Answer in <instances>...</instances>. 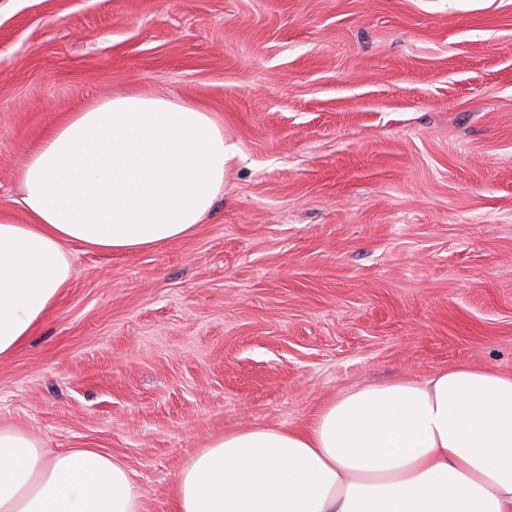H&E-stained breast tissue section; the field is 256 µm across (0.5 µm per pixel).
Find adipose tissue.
<instances>
[{
	"label": "adipose tissue",
	"instance_id": "obj_1",
	"mask_svg": "<svg viewBox=\"0 0 512 512\" xmlns=\"http://www.w3.org/2000/svg\"><path fill=\"white\" fill-rule=\"evenodd\" d=\"M224 129L163 96L116 95L57 127L0 212V357L73 275L67 244L135 253L192 234L224 192ZM174 512H512V375L459 366L327 401L303 427L252 425L194 455ZM0 512H142L127 464L0 427Z\"/></svg>",
	"mask_w": 512,
	"mask_h": 512
}]
</instances>
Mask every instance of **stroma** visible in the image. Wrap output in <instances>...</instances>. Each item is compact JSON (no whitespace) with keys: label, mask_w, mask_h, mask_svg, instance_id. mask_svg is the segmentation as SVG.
Listing matches in <instances>:
<instances>
[{"label":"stroma","mask_w":512,"mask_h":512,"mask_svg":"<svg viewBox=\"0 0 512 512\" xmlns=\"http://www.w3.org/2000/svg\"><path fill=\"white\" fill-rule=\"evenodd\" d=\"M197 105L232 152L189 236L68 244L0 427L121 457L143 512L250 425L456 366L512 374V0H0V210L70 113Z\"/></svg>","instance_id":"1"}]
</instances>
